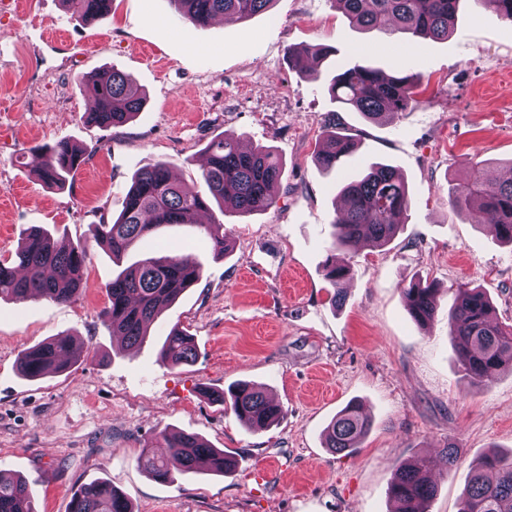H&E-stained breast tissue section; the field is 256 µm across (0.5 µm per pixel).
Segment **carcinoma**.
<instances>
[{"label": "carcinoma", "instance_id": "cac0c4a2", "mask_svg": "<svg viewBox=\"0 0 512 512\" xmlns=\"http://www.w3.org/2000/svg\"><path fill=\"white\" fill-rule=\"evenodd\" d=\"M73 18L88 22L107 15L112 0H64ZM274 0H169L174 15L182 22L206 26L221 17L247 20L268 10ZM353 27L384 29L414 38L442 40L454 29L459 0H333ZM484 9L512 22V0H476ZM336 49L315 45L289 51V63L299 77L316 82L321 64ZM93 107L91 122L102 129L123 126L144 109L142 89L114 69L88 76ZM419 76L402 69L388 74L369 59L336 67L328 91L339 107L357 112L381 124L416 102ZM356 142L348 134L333 130L315 155L319 166L336 169L352 155ZM201 177L208 196L178 182L169 162L157 160L135 174L118 217L93 225V238L119 257L164 227L194 224L211 203H231L240 215H251L272 207L275 189L284 170L274 153L262 146L242 148L240 137L224 134L213 138L206 149ZM32 165L49 188L62 189L86 163L84 151L68 140L31 149ZM343 208L334 217L332 241L324 262L325 280L333 288L332 300L344 298V285L351 267L336 263L335 251L348 249L364 240L373 248L387 246L406 223L410 196L397 170L375 164L342 189ZM448 204L457 211L477 210L485 216L496 237L512 246V179L492 175L487 163L472 164L469 179L448 189ZM211 236L215 250L224 253L223 224L201 225ZM87 257L81 245L63 248L45 230L23 232L20 247L9 260L0 261V300L32 298L57 303L73 301L84 291L82 268ZM200 265L189 255L168 254L144 257L120 271L107 287L109 304L104 319L112 335L129 346L143 343L148 325L173 304L188 288L202 279ZM437 288L417 284L404 289L406 307L415 322L425 325L435 311ZM449 336L459 347L466 375L476 385L490 381L504 369L512 370V325L496 317L494 306L482 288L459 287L456 306L448 318ZM81 352L71 337L60 334L23 350L17 359L19 373L32 380L66 371ZM195 347L190 334L175 327L159 350L162 363L179 367L194 362ZM215 401L257 429L267 428L282 416L280 405L268 399L263 389L241 382L214 395ZM370 421L360 405L341 409L324 431V447L335 454H351L360 447ZM165 455L142 453L138 465L160 483L199 473L220 475L232 472L224 451L209 446L195 434H160ZM427 462L419 459L395 467L388 486L391 512H425L424 504L437 493V485L426 475ZM0 512H38L27 482L20 476L0 472ZM70 512H133L131 504L107 481H91L74 493ZM459 512H512V453H493L471 470Z\"/></svg>", "mask_w": 512, "mask_h": 512}]
</instances>
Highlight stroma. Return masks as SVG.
I'll list each match as a JSON object with an SVG mask.
<instances>
[{
  "mask_svg": "<svg viewBox=\"0 0 512 512\" xmlns=\"http://www.w3.org/2000/svg\"><path fill=\"white\" fill-rule=\"evenodd\" d=\"M323 44L337 62L364 54L387 71L417 74L416 102L376 125L339 112L323 82L300 79L288 50ZM116 69L146 94L125 126L88 123L84 76ZM342 122L355 153L328 173L314 161L322 136ZM232 133L271 147L284 167L277 202L241 216L213 211L226 253L186 224L140 242V254L191 255L203 277L122 346L103 322L106 287L119 270L96 245L94 224L117 217L133 175L154 160L204 190L208 143ZM71 140L87 162L65 189L47 188L31 147ZM512 172V22L462 0L444 41L352 28L329 0H274L245 21L197 28L168 0H112L105 18L80 23L62 0H0V258L41 226L87 249L77 300L0 301V470L28 481L38 512H69L74 491L104 479L134 512H390L394 467L418 458L438 491L426 512H458L472 465L512 449V373L486 385L466 378L448 334L462 284L484 288L512 324V247L476 211L448 206L473 159ZM406 180V223L385 248L341 252L353 276L332 303L322 265L344 179L370 163ZM438 288L436 313L417 324L403 291ZM196 346L193 363L170 367L159 349L173 327ZM72 335L86 354L64 373L19 375L26 348ZM263 386L283 409L249 428L212 395L235 383ZM358 401L371 430L350 455L323 446L336 412ZM192 433L234 461L225 476L159 483L139 469L143 448L162 454L161 432ZM457 451L448 466L445 447Z\"/></svg>",
  "mask_w": 512,
  "mask_h": 512,
  "instance_id": "35a3bbf8",
  "label": "stroma"
}]
</instances>
